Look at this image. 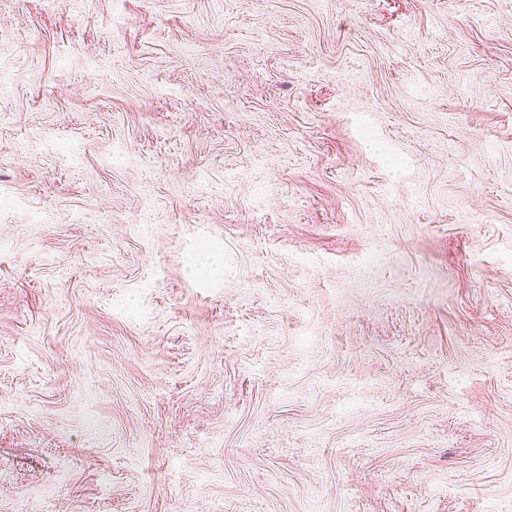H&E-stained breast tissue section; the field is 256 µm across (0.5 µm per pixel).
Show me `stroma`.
<instances>
[{"instance_id": "obj_1", "label": "stroma", "mask_w": 512, "mask_h": 512, "mask_svg": "<svg viewBox=\"0 0 512 512\" xmlns=\"http://www.w3.org/2000/svg\"><path fill=\"white\" fill-rule=\"evenodd\" d=\"M0 512H512V0H0Z\"/></svg>"}]
</instances>
